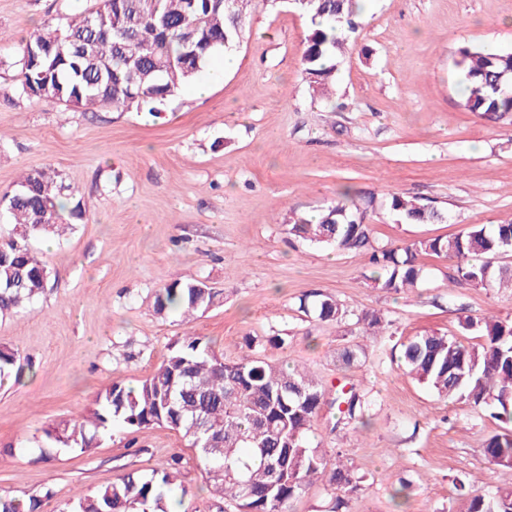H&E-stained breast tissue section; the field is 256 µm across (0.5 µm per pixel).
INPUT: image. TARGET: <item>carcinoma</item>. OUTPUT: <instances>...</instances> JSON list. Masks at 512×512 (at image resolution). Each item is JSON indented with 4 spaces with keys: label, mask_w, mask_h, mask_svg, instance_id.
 I'll return each mask as SVG.
<instances>
[{
    "label": "carcinoma",
    "mask_w": 512,
    "mask_h": 512,
    "mask_svg": "<svg viewBox=\"0 0 512 512\" xmlns=\"http://www.w3.org/2000/svg\"><path fill=\"white\" fill-rule=\"evenodd\" d=\"M254 0H112L64 27L36 29L18 48V90L42 101L62 102L86 110L151 111L190 83L209 59L231 51L244 36L245 19ZM294 6L312 24L303 49V73L322 91L328 89L343 52L344 39L359 28V0H297ZM54 45L53 56L33 64L29 48ZM458 66L466 83L462 106L483 115L512 113V52L480 48L461 51ZM11 223L0 230V314L25 308L50 275L45 257L33 241L62 235L82 218L75 191L51 167L35 168L5 197ZM389 209L409 224H443L448 213L393 193ZM288 234L317 245L368 255L372 280L389 293L416 288L422 255L455 262L457 277L475 286L512 288V267L497 259L512 253V222L469 224L448 237L416 239L403 247L377 244L370 225L350 192L326 206L314 219L288 217ZM223 302L221 293L201 281L172 282L155 293L154 309L164 316L179 310L183 319ZM299 310L321 321L342 322L351 312L329 295L312 292ZM364 335L391 325L378 310L356 315ZM461 327L483 338L476 346L453 336L427 331L402 344L405 372L443 399L475 408L496 403L497 417L512 425V320L465 317ZM247 352L226 362L210 344L191 333L178 337L153 373L138 386L113 382L96 393L90 416L61 420L47 435L87 453L100 433L114 423L133 432L167 426L183 434L198 450L206 479L234 512H289L314 477L326 474L327 460L309 440L323 399L322 385L298 366L270 363L256 356L255 340L245 338ZM365 357L359 343L350 344L337 360L350 367ZM17 356L0 350V386L17 382ZM339 418L362 421L369 415L367 394L356 389L336 398ZM484 454L493 472H512V428L488 438ZM179 456L150 475L127 473L118 481L65 504L62 512H166L180 482ZM339 494L331 512H343V493L358 488L345 466L329 473ZM36 500L24 505L0 497V512H36ZM465 512H512V482L493 491L469 489Z\"/></svg>",
    "instance_id": "1"
}]
</instances>
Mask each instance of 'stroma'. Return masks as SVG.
Returning a JSON list of instances; mask_svg holds the SVG:
<instances>
[{
	"label": "stroma",
	"instance_id": "obj_1",
	"mask_svg": "<svg viewBox=\"0 0 512 512\" xmlns=\"http://www.w3.org/2000/svg\"><path fill=\"white\" fill-rule=\"evenodd\" d=\"M98 3L0 0V196L49 166L77 188L85 211L61 239L36 241L48 282L25 309L0 316V349L24 369L21 382L0 388V495L58 512L76 494L162 469L175 454L189 493L170 498V512H217L197 451L178 431L115 425L89 453L45 435L87 416L105 385L139 384L187 329L228 362L252 337L256 355L306 367L321 382L311 440L361 479L346 512H464L456 480L481 490L504 483L483 454L502 422L436 398L398 356L400 343L426 331L479 343L461 320H512V290L458 282L453 262L424 257L416 289L388 293L365 254L289 237L284 220L313 216L348 188L355 202L376 198L368 221L389 247L512 222V113L465 110L457 66L464 47L512 52V0H367L326 95L302 73L309 22L288 0H258L240 45L198 72L208 95L180 91L160 113L87 112L20 95V41ZM391 193L451 220L406 223L384 208ZM195 280L220 291L222 304L187 326L155 314L157 289ZM313 290L355 314L384 312L392 331L364 336L349 322L306 317L299 300ZM275 334L284 345L269 344ZM352 341L366 356L346 368L336 357ZM351 386L372 401L368 426L338 419L336 393ZM403 481L405 496L392 498Z\"/></svg>",
	"mask_w": 512,
	"mask_h": 512
}]
</instances>
